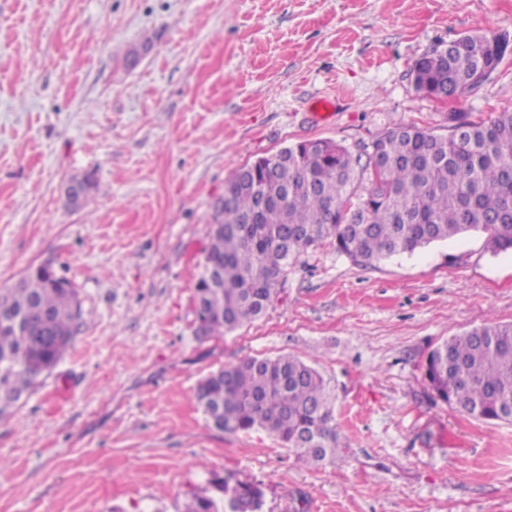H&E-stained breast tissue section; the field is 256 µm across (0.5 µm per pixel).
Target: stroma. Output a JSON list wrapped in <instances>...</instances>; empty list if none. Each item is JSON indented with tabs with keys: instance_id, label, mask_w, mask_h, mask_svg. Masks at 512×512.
<instances>
[{
	"instance_id": "stroma-1",
	"label": "stroma",
	"mask_w": 512,
	"mask_h": 512,
	"mask_svg": "<svg viewBox=\"0 0 512 512\" xmlns=\"http://www.w3.org/2000/svg\"><path fill=\"white\" fill-rule=\"evenodd\" d=\"M491 33L512 35V0H0V288L45 264L81 301L63 359L0 416V512H185L228 476L261 484L262 512H512V423L459 413L422 371L449 337L512 322V252L482 234L374 267L326 240L264 317L195 334L234 171L305 140L356 155L397 126L512 110V52L455 101L412 81L434 45ZM281 354L334 391L335 463L218 430L194 398L209 373Z\"/></svg>"
}]
</instances>
